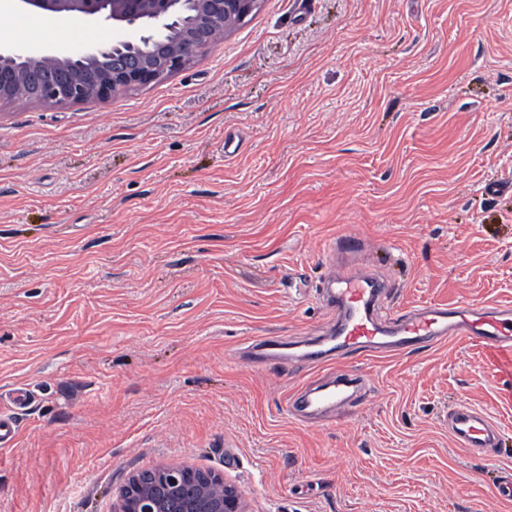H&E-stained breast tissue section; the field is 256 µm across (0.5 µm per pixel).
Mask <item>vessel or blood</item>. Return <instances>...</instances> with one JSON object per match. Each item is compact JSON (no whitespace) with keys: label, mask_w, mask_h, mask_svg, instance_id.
I'll use <instances>...</instances> for the list:
<instances>
[{"label":"vessel or blood","mask_w":512,"mask_h":512,"mask_svg":"<svg viewBox=\"0 0 512 512\" xmlns=\"http://www.w3.org/2000/svg\"><path fill=\"white\" fill-rule=\"evenodd\" d=\"M318 286L329 294L332 329L323 337V349L306 353L309 363L326 362L330 353L343 349L366 352H413L454 336H465L490 347L512 346V308L482 303L420 307L379 318L376 307L386 282L367 270L325 272ZM361 378L355 374L334 377L330 388L299 390L288 401L287 412L304 422H315L345 411L351 405L349 389ZM448 431L466 451L480 453L498 444L499 431L482 410L462 403L448 414Z\"/></svg>","instance_id":"b4317fda"}]
</instances>
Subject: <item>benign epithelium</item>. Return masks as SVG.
<instances>
[{"mask_svg": "<svg viewBox=\"0 0 512 512\" xmlns=\"http://www.w3.org/2000/svg\"><path fill=\"white\" fill-rule=\"evenodd\" d=\"M65 21L112 28V41L82 54L55 48L0 49V102L48 105L105 100L188 68L261 0H16ZM130 473L113 512H246L238 489L214 472L158 466Z\"/></svg>", "mask_w": 512, "mask_h": 512, "instance_id": "benign-epithelium-1", "label": "benign epithelium"}]
</instances>
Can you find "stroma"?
I'll return each mask as SVG.
<instances>
[{
    "instance_id": "obj_1",
    "label": "stroma",
    "mask_w": 512,
    "mask_h": 512,
    "mask_svg": "<svg viewBox=\"0 0 512 512\" xmlns=\"http://www.w3.org/2000/svg\"><path fill=\"white\" fill-rule=\"evenodd\" d=\"M29 12L0 47H40ZM240 150L224 154L225 134ZM384 311L512 305V0H262L197 63L101 101L0 104V512H112L177 463L249 512H512V348L465 337L319 366L240 362L325 334L329 242ZM355 370L335 421L290 394ZM501 429L448 433L457 402ZM448 432L468 452H485L498 444L499 431L491 417L466 403L448 413Z\"/></svg>"
}]
</instances>
